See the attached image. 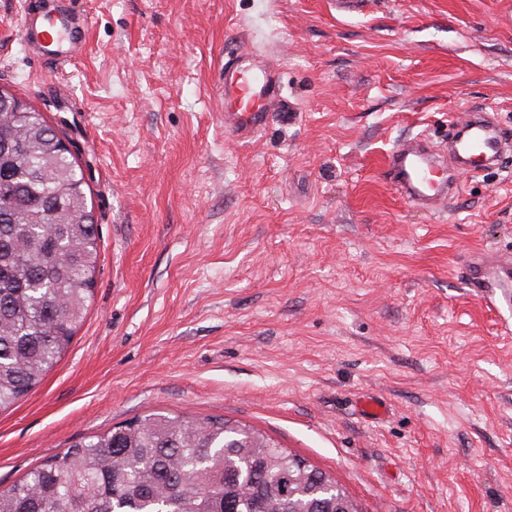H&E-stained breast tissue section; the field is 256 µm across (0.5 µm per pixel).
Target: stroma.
I'll return each instance as SVG.
<instances>
[{
	"mask_svg": "<svg viewBox=\"0 0 512 512\" xmlns=\"http://www.w3.org/2000/svg\"><path fill=\"white\" fill-rule=\"evenodd\" d=\"M47 5L0 0V88L67 118L100 258L68 350L0 411V486L157 411L256 428L363 512H512V312L459 275L512 253V153L434 215L381 173L475 107L512 130V0H81L90 49L59 72L19 39ZM239 41L295 108L246 142Z\"/></svg>",
	"mask_w": 512,
	"mask_h": 512,
	"instance_id": "35a3bbf8",
	"label": "stroma"
}]
</instances>
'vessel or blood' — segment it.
I'll list each match as a JSON object with an SVG mask.
<instances>
[{"instance_id": "b4317fda", "label": "vessel or blood", "mask_w": 512, "mask_h": 512, "mask_svg": "<svg viewBox=\"0 0 512 512\" xmlns=\"http://www.w3.org/2000/svg\"><path fill=\"white\" fill-rule=\"evenodd\" d=\"M84 24L74 9L50 6L41 16L23 20L21 40L34 54L69 63L84 45ZM281 81L275 66L245 48L224 65V125L245 141L266 126L269 115L281 111ZM512 146V132L503 129L486 111L472 110L458 125L444 150L419 138L402 141L385 159L386 175L398 194L415 208L435 213L458 185L449 168L467 169L473 158L495 162ZM462 283L490 309L512 308V255L477 252L464 262Z\"/></svg>"}]
</instances>
